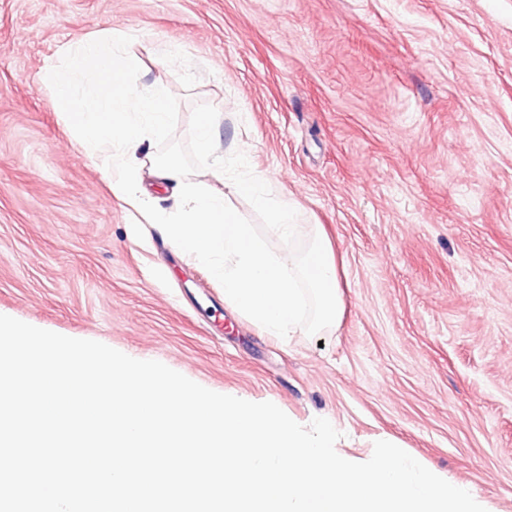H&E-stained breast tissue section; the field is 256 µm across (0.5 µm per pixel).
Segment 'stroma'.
I'll list each match as a JSON object with an SVG mask.
<instances>
[{
    "mask_svg": "<svg viewBox=\"0 0 512 512\" xmlns=\"http://www.w3.org/2000/svg\"><path fill=\"white\" fill-rule=\"evenodd\" d=\"M113 28L172 91L158 156L201 173L194 118L223 113L239 176L324 227L338 326L260 334L111 193L39 76ZM0 314L330 418L351 455L390 439L512 512V0H0Z\"/></svg>",
    "mask_w": 512,
    "mask_h": 512,
    "instance_id": "stroma-1",
    "label": "stroma"
}]
</instances>
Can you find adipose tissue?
Segmentation results:
<instances>
[{"label":"adipose tissue","instance_id":"obj_1","mask_svg":"<svg viewBox=\"0 0 512 512\" xmlns=\"http://www.w3.org/2000/svg\"><path fill=\"white\" fill-rule=\"evenodd\" d=\"M136 38L120 29L87 34L61 47L41 75L112 193L158 225L182 253L207 263L224 287L225 304L260 332L289 336L304 328L317 335L338 323L343 284L330 240L319 230L305 246H294L301 229L295 203L265 179L226 176V157L240 148L223 144L219 113L195 118L197 149L208 161L204 179H195L178 160L153 155L152 142L169 132L171 94L161 82L141 84L143 61L128 48ZM146 172L176 190L174 207H161L142 191ZM235 196L265 215L281 249L270 250L246 223L231 203Z\"/></svg>","mask_w":512,"mask_h":512}]
</instances>
